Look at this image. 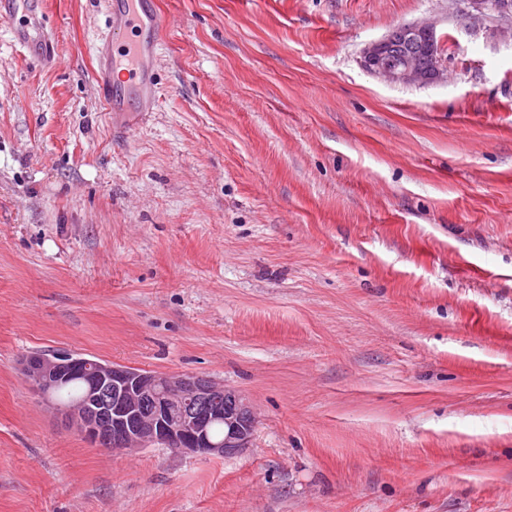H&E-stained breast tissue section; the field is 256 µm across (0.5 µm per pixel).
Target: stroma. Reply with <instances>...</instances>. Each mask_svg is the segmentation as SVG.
Returning a JSON list of instances; mask_svg holds the SVG:
<instances>
[{
	"mask_svg": "<svg viewBox=\"0 0 512 512\" xmlns=\"http://www.w3.org/2000/svg\"><path fill=\"white\" fill-rule=\"evenodd\" d=\"M156 108L99 100L105 0L0 18V512H512V38L461 0H152ZM433 26L434 84L363 51ZM67 350L239 391L227 457L90 444ZM0 11L4 16H14L19 11L26 17V24L12 29L13 40L43 66L56 63L52 38L45 27L44 0H3ZM387 39L372 43L364 51V66L371 73H374L390 83L423 85L438 79L447 72L443 58L438 57L433 74L424 72L415 64L409 63L402 68L390 67L382 62L387 49Z\"/></svg>",
	"mask_w": 512,
	"mask_h": 512,
	"instance_id": "1",
	"label": "stroma"
}]
</instances>
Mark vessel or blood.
Segmentation results:
<instances>
[{"instance_id":"vessel-or-blood-1","label":"vessel or blood","mask_w":512,"mask_h":512,"mask_svg":"<svg viewBox=\"0 0 512 512\" xmlns=\"http://www.w3.org/2000/svg\"><path fill=\"white\" fill-rule=\"evenodd\" d=\"M112 29L118 38L114 50L107 56L111 67H120L126 73V83L134 87L140 96L138 118H145L156 105V85L153 72L158 61L156 36L162 27L157 13H145L134 9L133 0H106ZM23 14L25 24L12 30L13 40L39 63L53 66L56 62L52 39L45 27L44 0H0V14ZM99 96L109 111H121L120 89L114 88L110 75L97 73Z\"/></svg>"}]
</instances>
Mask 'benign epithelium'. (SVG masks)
I'll return each mask as SVG.
<instances>
[{
	"label": "benign epithelium",
	"mask_w": 512,
	"mask_h": 512,
	"mask_svg": "<svg viewBox=\"0 0 512 512\" xmlns=\"http://www.w3.org/2000/svg\"><path fill=\"white\" fill-rule=\"evenodd\" d=\"M477 19H489L512 33L509 0H464ZM402 41L434 42L427 25L405 24L394 30ZM388 40L372 43L364 51V66L390 83L423 85L447 72L437 58L433 73L409 63L402 68L382 62ZM26 381L51 406L55 392L78 373L87 381L83 397L64 408L66 421L89 443L134 450L155 445L181 454L226 457L248 447L256 416L238 391L207 377L161 374L81 357L69 351L33 352L19 360ZM224 421V437L210 435L211 425Z\"/></svg>",
	"instance_id": "benign-epithelium-1"
}]
</instances>
